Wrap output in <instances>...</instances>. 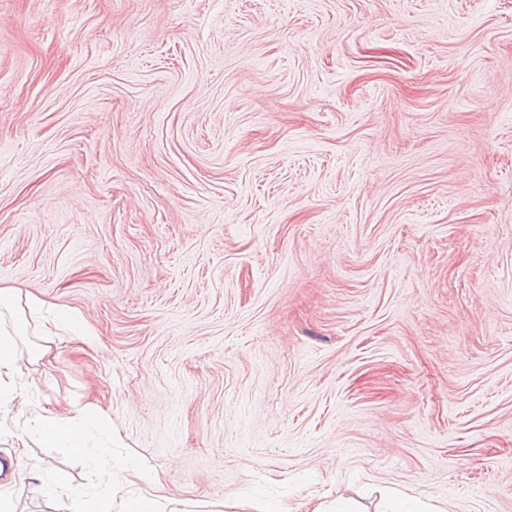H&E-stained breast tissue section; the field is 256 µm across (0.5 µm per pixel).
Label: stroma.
<instances>
[{"instance_id": "obj_1", "label": "stroma", "mask_w": 512, "mask_h": 512, "mask_svg": "<svg viewBox=\"0 0 512 512\" xmlns=\"http://www.w3.org/2000/svg\"><path fill=\"white\" fill-rule=\"evenodd\" d=\"M0 288L6 512H512V0H0ZM82 415L84 420L80 422L79 416L66 417L53 409H43L25 423L24 431L54 448H80L93 461L98 452L112 444V421L90 404Z\"/></svg>"}]
</instances>
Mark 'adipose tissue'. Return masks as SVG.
Listing matches in <instances>:
<instances>
[{
	"mask_svg": "<svg viewBox=\"0 0 512 512\" xmlns=\"http://www.w3.org/2000/svg\"><path fill=\"white\" fill-rule=\"evenodd\" d=\"M24 431L54 448H78L88 459L112 442V421L96 406L89 405L82 417H66L55 410H42L26 422Z\"/></svg>",
	"mask_w": 512,
	"mask_h": 512,
	"instance_id": "obj_1",
	"label": "adipose tissue"
}]
</instances>
